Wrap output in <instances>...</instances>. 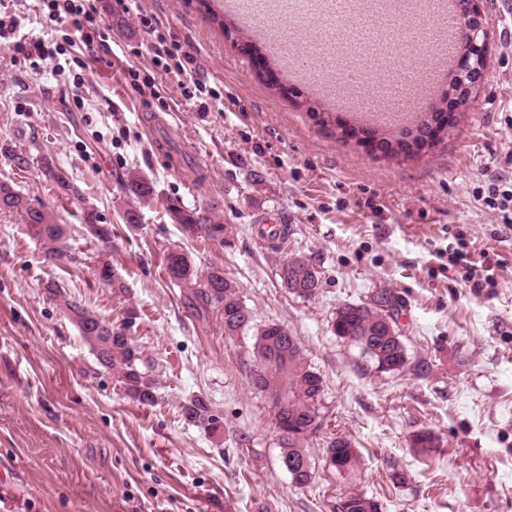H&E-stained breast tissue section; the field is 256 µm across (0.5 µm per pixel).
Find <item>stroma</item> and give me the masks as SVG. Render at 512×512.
I'll return each mask as SVG.
<instances>
[{"instance_id": "obj_1", "label": "stroma", "mask_w": 512, "mask_h": 512, "mask_svg": "<svg viewBox=\"0 0 512 512\" xmlns=\"http://www.w3.org/2000/svg\"><path fill=\"white\" fill-rule=\"evenodd\" d=\"M1 1L16 29L0 38V180L58 214L77 259L47 260L19 214L0 211V512H338L352 490L383 512H512V229L482 201L489 181L512 182V14L500 0H478L489 56L474 102L444 143L414 159L367 153L317 125L311 108L337 109L336 64L302 80L278 58L271 68L293 93L269 86L228 39L242 22L225 0H138L135 13L97 0L115 23L112 49L60 75L55 60L34 64L23 52L61 38L35 0ZM142 13L220 91L209 111L155 70ZM130 68L153 76L159 96L132 88ZM14 153L28 169L13 165ZM45 155L73 192L45 177ZM132 172L154 198L124 189ZM171 200L220 204L226 241L183 232L166 214ZM90 211L111 227L110 245L91 235ZM279 212L288 239L276 248L256 226ZM461 225L471 253L499 263L492 293L439 270ZM176 248L200 270L223 269L254 325L300 337L324 386L321 426L304 443L309 485L296 487L280 465L272 406L250 384L252 332L225 336L216 312H197L190 289L164 270ZM290 256L320 271L314 297L281 287ZM103 258L121 288L98 280ZM51 284L112 324L133 313L130 334L158 380L155 405L134 402L98 364L49 299ZM380 291L400 300L408 363L398 371L377 369L332 327L339 307ZM196 396L223 417L221 436L185 421L181 407ZM422 429L438 437L436 452L412 448ZM337 436L359 452L352 475L327 458Z\"/></svg>"}]
</instances>
